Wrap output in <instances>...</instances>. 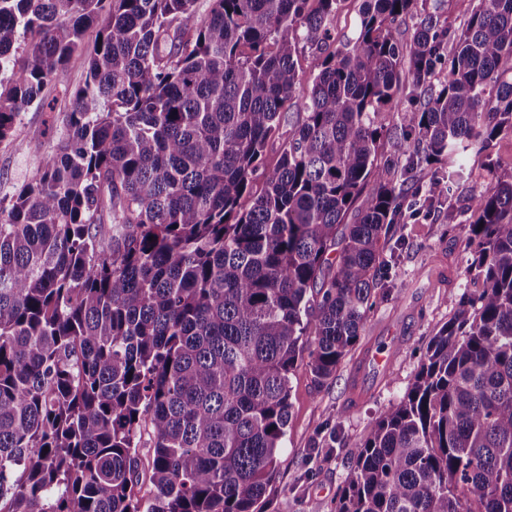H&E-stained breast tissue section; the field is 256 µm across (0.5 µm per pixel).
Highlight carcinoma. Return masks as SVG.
I'll list each match as a JSON object with an SVG mask.
<instances>
[{
    "label": "carcinoma",
    "instance_id": "cac0c4a2",
    "mask_svg": "<svg viewBox=\"0 0 512 512\" xmlns=\"http://www.w3.org/2000/svg\"><path fill=\"white\" fill-rule=\"evenodd\" d=\"M418 2L362 0L344 38L341 0H0V142L98 28L54 153L0 197V512H263L290 375L323 385L388 295L401 186L418 171L433 200L512 134V0L455 29ZM470 212L482 290L355 449L336 512H512V174ZM361 0H344L333 19V26L340 35L352 36L359 19Z\"/></svg>",
    "mask_w": 512,
    "mask_h": 512
}]
</instances>
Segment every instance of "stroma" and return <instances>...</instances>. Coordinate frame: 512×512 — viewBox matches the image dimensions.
Masks as SVG:
<instances>
[{
  "instance_id": "obj_1",
  "label": "stroma",
  "mask_w": 512,
  "mask_h": 512,
  "mask_svg": "<svg viewBox=\"0 0 512 512\" xmlns=\"http://www.w3.org/2000/svg\"><path fill=\"white\" fill-rule=\"evenodd\" d=\"M85 73V56L73 57L64 74L44 88L45 106L23 112L14 143L0 144V197L38 177L56 145L43 131L47 125H61L69 93L82 84ZM468 165L471 178L453 185L435 207H426L425 189L406 194L405 204L419 208L420 214L394 225L388 235L390 293L376 297L358 345L335 376L318 387L305 366L292 375L291 417L267 512H336L354 449L371 424L404 396L422 352L451 316L452 300L468 287L471 189L487 180L489 172H512V135L501 134L488 151L471 153ZM394 339L400 349L391 364L368 371L367 393L353 401L352 372L358 358L370 343L384 348Z\"/></svg>"
}]
</instances>
